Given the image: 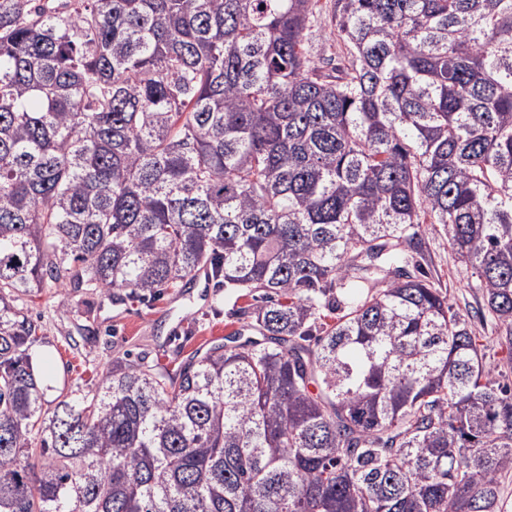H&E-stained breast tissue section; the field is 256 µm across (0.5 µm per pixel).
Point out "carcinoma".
I'll return each instance as SVG.
<instances>
[{"label":"carcinoma","mask_w":512,"mask_h":512,"mask_svg":"<svg viewBox=\"0 0 512 512\" xmlns=\"http://www.w3.org/2000/svg\"><path fill=\"white\" fill-rule=\"evenodd\" d=\"M0 0V512H512V390L405 272L443 226L512 362V0ZM261 292L43 417L13 302ZM319 14L311 23L307 31L309 53L313 59L318 57L336 56V62L345 52L343 43L333 42L330 37L329 17L331 13V0H319ZM336 53V54H335Z\"/></svg>","instance_id":"carcinoma-1"}]
</instances>
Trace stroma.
Listing matches in <instances>:
<instances>
[{
  "instance_id": "obj_1",
  "label": "stroma",
  "mask_w": 512,
  "mask_h": 512,
  "mask_svg": "<svg viewBox=\"0 0 512 512\" xmlns=\"http://www.w3.org/2000/svg\"><path fill=\"white\" fill-rule=\"evenodd\" d=\"M421 249L423 274L447 292L456 309L471 313L487 365L497 379L512 384V367L505 365L495 343V322L476 317L481 295L472 288L470 271L456 258L442 225H424ZM247 304L204 271L190 287L165 288L140 299L123 292L54 286L18 302L38 327L30 354L42 369L41 382L52 406L93 395L116 359L142 357L149 364L177 369L194 353L222 344L239 326L234 310Z\"/></svg>"
}]
</instances>
